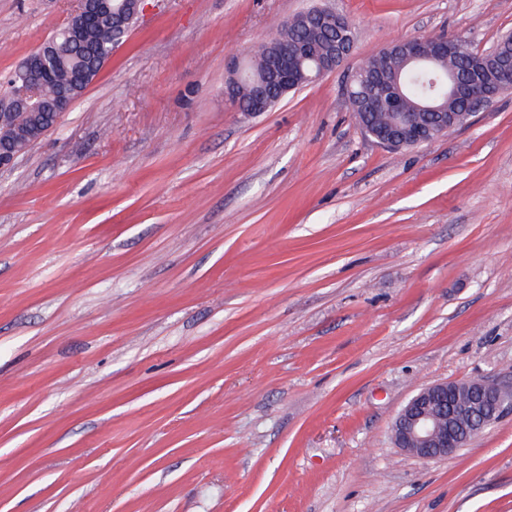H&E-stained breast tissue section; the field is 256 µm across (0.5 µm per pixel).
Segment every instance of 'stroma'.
<instances>
[{
    "label": "stroma",
    "instance_id": "stroma-1",
    "mask_svg": "<svg viewBox=\"0 0 512 512\" xmlns=\"http://www.w3.org/2000/svg\"><path fill=\"white\" fill-rule=\"evenodd\" d=\"M313 5L348 60L247 115L231 64ZM72 0H0V85ZM512 0H149L0 172V512H512V414L396 448L421 388L512 374V90L399 152L346 84ZM383 51L392 59H403L409 65L428 60L420 41L398 40L387 45ZM348 102L358 125L365 133L368 125L378 128L386 124L387 120L392 117L388 112H372L364 100L359 97L349 99Z\"/></svg>",
    "mask_w": 512,
    "mask_h": 512
}]
</instances>
